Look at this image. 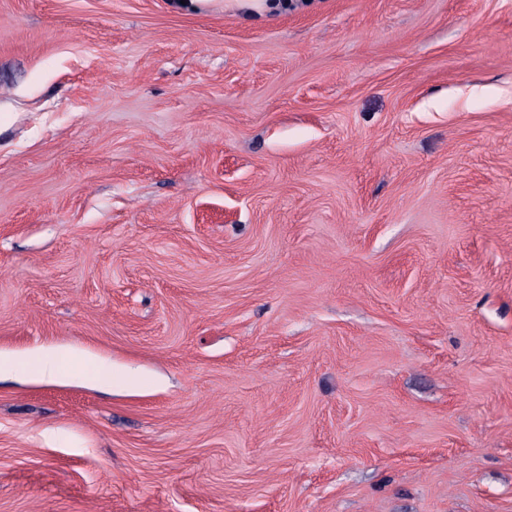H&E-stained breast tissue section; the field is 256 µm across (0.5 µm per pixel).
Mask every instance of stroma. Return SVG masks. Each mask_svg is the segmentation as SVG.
I'll use <instances>...</instances> for the list:
<instances>
[{"mask_svg": "<svg viewBox=\"0 0 512 512\" xmlns=\"http://www.w3.org/2000/svg\"><path fill=\"white\" fill-rule=\"evenodd\" d=\"M0 110V512H512V0H0ZM81 360H85L84 354L73 349H60L52 354L38 355L34 359L38 364V368L33 376L44 381L63 380L69 374L64 363H73Z\"/></svg>", "mask_w": 512, "mask_h": 512, "instance_id": "35a3bbf8", "label": "stroma"}]
</instances>
